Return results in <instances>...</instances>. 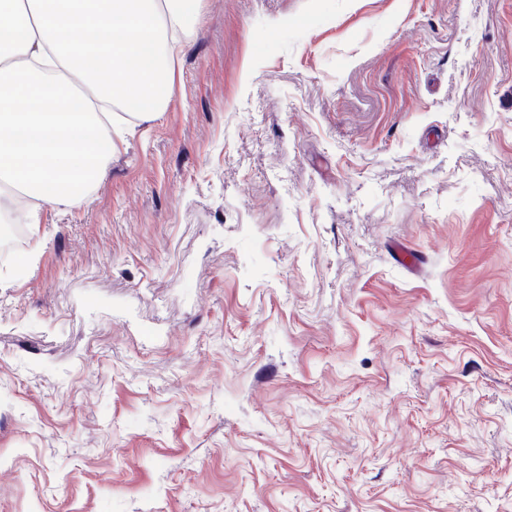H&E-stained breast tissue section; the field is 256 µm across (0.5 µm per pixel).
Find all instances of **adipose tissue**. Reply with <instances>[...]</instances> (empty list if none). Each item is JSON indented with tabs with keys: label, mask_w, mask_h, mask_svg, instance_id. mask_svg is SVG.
Masks as SVG:
<instances>
[{
	"label": "adipose tissue",
	"mask_w": 512,
	"mask_h": 512,
	"mask_svg": "<svg viewBox=\"0 0 512 512\" xmlns=\"http://www.w3.org/2000/svg\"><path fill=\"white\" fill-rule=\"evenodd\" d=\"M200 0H0V194L75 206L172 95Z\"/></svg>",
	"instance_id": "adipose-tissue-1"
}]
</instances>
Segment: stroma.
Segmentation results:
<instances>
[{
  "instance_id": "obj_1",
  "label": "stroma",
  "mask_w": 512,
  "mask_h": 512,
  "mask_svg": "<svg viewBox=\"0 0 512 512\" xmlns=\"http://www.w3.org/2000/svg\"><path fill=\"white\" fill-rule=\"evenodd\" d=\"M182 42L0 253V512H512V0H202Z\"/></svg>"
}]
</instances>
